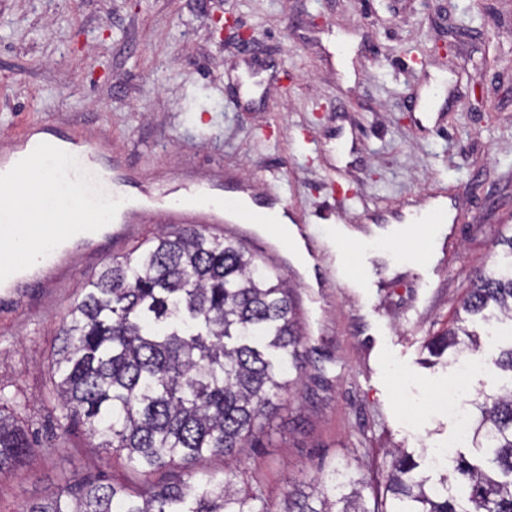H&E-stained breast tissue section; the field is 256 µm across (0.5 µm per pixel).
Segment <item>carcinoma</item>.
Listing matches in <instances>:
<instances>
[{
	"label": "carcinoma",
	"instance_id": "obj_1",
	"mask_svg": "<svg viewBox=\"0 0 512 512\" xmlns=\"http://www.w3.org/2000/svg\"><path fill=\"white\" fill-rule=\"evenodd\" d=\"M512 321V261L477 277L462 303L468 315L488 307ZM459 327L433 338L441 356L460 344ZM55 402L68 424L81 423L102 449L142 474L188 468L214 455L234 460L281 396L295 390L305 337L294 291L279 271L240 239L205 232L200 224L164 231L152 245L108 261L69 311L59 333ZM509 383L477 405L470 440L488 455L478 467L464 456L455 471L468 486L461 503L419 475L400 448L390 452L386 492L392 510L368 504L364 477L333 469L307 493L287 492L279 512H512V346L492 354ZM0 472L33 452L28 433L3 414ZM26 512H271L261 494L232 478H192L140 490L91 475Z\"/></svg>",
	"mask_w": 512,
	"mask_h": 512
}]
</instances>
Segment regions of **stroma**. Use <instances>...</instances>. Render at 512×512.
Segmentation results:
<instances>
[{
	"instance_id": "35a3bbf8",
	"label": "stroma",
	"mask_w": 512,
	"mask_h": 512,
	"mask_svg": "<svg viewBox=\"0 0 512 512\" xmlns=\"http://www.w3.org/2000/svg\"><path fill=\"white\" fill-rule=\"evenodd\" d=\"M220 10L249 43L214 34ZM250 72L262 84L246 97ZM426 76L448 82L437 121L415 108ZM33 122L108 135L123 165L113 193L130 194L126 171L156 198L190 175L221 198L275 189L308 223L302 258L273 228L248 224L242 237L296 292L302 380L234 465L209 457L194 481L234 476L276 510L292 485L348 465L379 498L389 449L453 439L435 399L456 365L427 344L512 236V0H0V144ZM436 190L453 213L439 237L408 223L405 205ZM116 255L72 247L47 283L0 288V394L36 440L0 474V512L95 467L134 490L183 474L92 462L89 435L64 427L49 398L62 323ZM493 347L462 351L478 364L465 410L507 381Z\"/></svg>"
}]
</instances>
